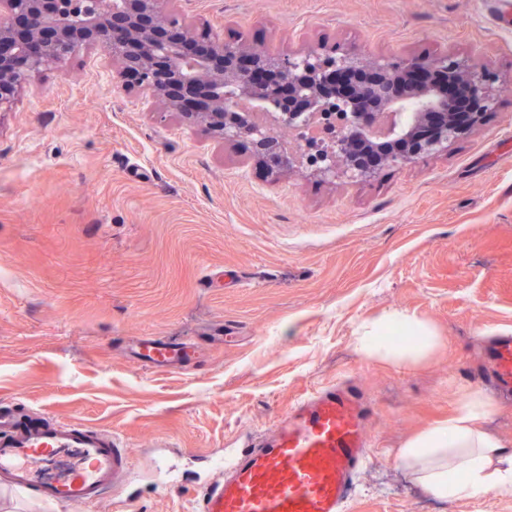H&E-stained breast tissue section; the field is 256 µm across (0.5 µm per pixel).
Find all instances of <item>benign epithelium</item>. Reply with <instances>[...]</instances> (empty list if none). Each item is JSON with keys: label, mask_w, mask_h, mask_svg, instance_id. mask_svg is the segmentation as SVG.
<instances>
[{"label": "benign epithelium", "mask_w": 512, "mask_h": 512, "mask_svg": "<svg viewBox=\"0 0 512 512\" xmlns=\"http://www.w3.org/2000/svg\"><path fill=\"white\" fill-rule=\"evenodd\" d=\"M165 0H71L81 8L74 24L62 0H0V110L12 106L33 73L81 49L112 57L118 87H134L145 103H161L190 125H202L216 137L244 138L254 154L281 168L294 157L284 150L274 128L301 129L311 120L340 111L343 123L329 127L335 156L317 146L323 176L336 163L358 177H374L388 165L418 161L448 147V142L479 124L499 89L488 73L439 55L400 62L374 59L351 49L311 50L280 57L261 46L226 42L205 27L191 36L177 19H165ZM364 71L348 94L325 98L323 85ZM439 73L465 85L474 110L462 123L439 86L427 75Z\"/></svg>", "instance_id": "7a95c632"}]
</instances>
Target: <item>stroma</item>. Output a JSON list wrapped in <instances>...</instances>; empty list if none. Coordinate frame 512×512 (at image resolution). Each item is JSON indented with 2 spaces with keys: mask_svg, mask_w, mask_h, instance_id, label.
Wrapping results in <instances>:
<instances>
[{
  "mask_svg": "<svg viewBox=\"0 0 512 512\" xmlns=\"http://www.w3.org/2000/svg\"><path fill=\"white\" fill-rule=\"evenodd\" d=\"M500 0H167L187 24L276 56L359 46L448 54L501 86L482 124L370 179L276 173L245 143L148 106L83 50L0 112V402L123 436L128 504L0 492V512H194L201 457L230 453L301 396L350 384L373 409L371 459L346 512H512L489 493L437 501L395 459L483 391L512 332V27ZM395 313L440 341L400 365L355 349ZM229 331L234 343L214 337ZM137 334L203 338L178 372L126 357Z\"/></svg>",
  "mask_w": 512,
  "mask_h": 512,
  "instance_id": "35a3bbf8",
  "label": "stroma"
}]
</instances>
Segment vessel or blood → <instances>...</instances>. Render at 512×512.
Segmentation results:
<instances>
[{"label":"vessel or blood","instance_id":"b4317fda","mask_svg":"<svg viewBox=\"0 0 512 512\" xmlns=\"http://www.w3.org/2000/svg\"><path fill=\"white\" fill-rule=\"evenodd\" d=\"M129 349L153 371H173L193 359L188 340L136 336ZM486 377L512 391V336L487 350ZM369 409L352 389L331 385L296 401L264 433L250 434L233 457L215 459L196 512H343L369 456ZM65 450L80 463L50 479H35L32 463ZM0 475L8 488L53 504L78 506L121 494L136 481L124 439L87 425L47 418L32 424L14 408L0 410Z\"/></svg>","mask_w":512,"mask_h":512}]
</instances>
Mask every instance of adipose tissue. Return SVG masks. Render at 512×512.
Here are the masks:
<instances>
[{"mask_svg":"<svg viewBox=\"0 0 512 512\" xmlns=\"http://www.w3.org/2000/svg\"><path fill=\"white\" fill-rule=\"evenodd\" d=\"M412 342L394 345L382 337L375 324L357 337L361 354L395 361L422 360L438 338L426 322L405 314L392 317ZM491 403L480 393L466 396L448 420L432 425L402 443L396 460L424 491L437 499L478 498L488 492L512 495V448L484 429Z\"/></svg>","mask_w":512,"mask_h":512,"instance_id":"1","label":"adipose tissue"}]
</instances>
